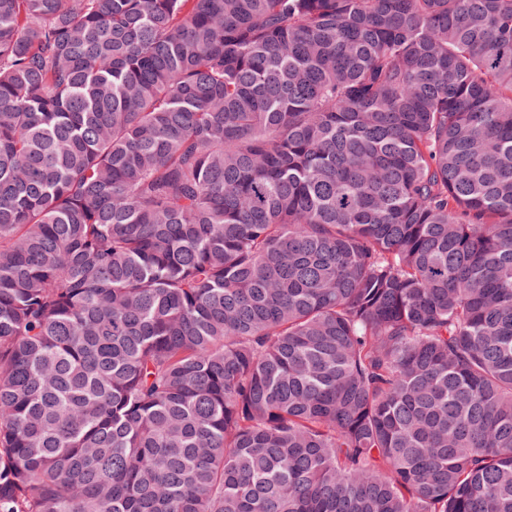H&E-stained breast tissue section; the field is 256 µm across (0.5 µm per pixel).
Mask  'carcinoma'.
<instances>
[{
	"mask_svg": "<svg viewBox=\"0 0 512 512\" xmlns=\"http://www.w3.org/2000/svg\"><path fill=\"white\" fill-rule=\"evenodd\" d=\"M0 512H512V0H0Z\"/></svg>",
	"mask_w": 512,
	"mask_h": 512,
	"instance_id": "carcinoma-1",
	"label": "carcinoma"
}]
</instances>
